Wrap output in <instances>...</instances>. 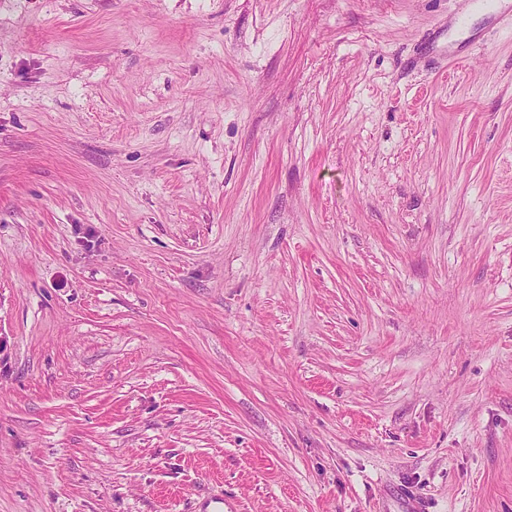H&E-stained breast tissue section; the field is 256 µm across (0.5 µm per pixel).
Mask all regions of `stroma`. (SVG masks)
Returning a JSON list of instances; mask_svg holds the SVG:
<instances>
[{"label":"stroma","mask_w":512,"mask_h":512,"mask_svg":"<svg viewBox=\"0 0 512 512\" xmlns=\"http://www.w3.org/2000/svg\"><path fill=\"white\" fill-rule=\"evenodd\" d=\"M489 17L0 0V512H512Z\"/></svg>","instance_id":"stroma-1"}]
</instances>
